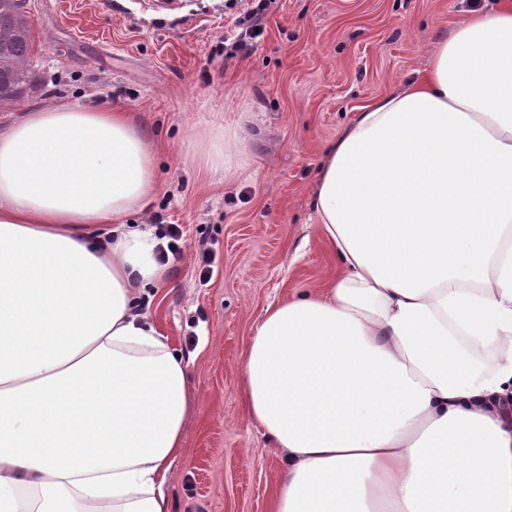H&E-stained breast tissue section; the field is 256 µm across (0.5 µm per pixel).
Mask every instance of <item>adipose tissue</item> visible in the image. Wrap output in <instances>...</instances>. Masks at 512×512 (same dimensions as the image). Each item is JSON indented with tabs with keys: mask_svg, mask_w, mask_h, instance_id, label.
Instances as JSON below:
<instances>
[{
	"mask_svg": "<svg viewBox=\"0 0 512 512\" xmlns=\"http://www.w3.org/2000/svg\"><path fill=\"white\" fill-rule=\"evenodd\" d=\"M244 141L193 154L230 180ZM155 189L127 110L0 131V512H171L195 396L140 299L167 280L130 220ZM312 206L337 273L268 306L243 366L273 512H512V0L356 113Z\"/></svg>",
	"mask_w": 512,
	"mask_h": 512,
	"instance_id": "ef3b65f1",
	"label": "adipose tissue"
}]
</instances>
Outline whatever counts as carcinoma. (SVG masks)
Listing matches in <instances>:
<instances>
[{
    "label": "carcinoma",
    "instance_id": "1",
    "mask_svg": "<svg viewBox=\"0 0 512 512\" xmlns=\"http://www.w3.org/2000/svg\"><path fill=\"white\" fill-rule=\"evenodd\" d=\"M13 0H0V101L18 98L34 70L30 17L13 13Z\"/></svg>",
    "mask_w": 512,
    "mask_h": 512
}]
</instances>
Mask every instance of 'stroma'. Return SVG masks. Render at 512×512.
<instances>
[{
	"label": "stroma",
	"mask_w": 512,
	"mask_h": 512,
	"mask_svg": "<svg viewBox=\"0 0 512 512\" xmlns=\"http://www.w3.org/2000/svg\"><path fill=\"white\" fill-rule=\"evenodd\" d=\"M476 4L497 0H269L243 52L239 0H31L34 81L0 104V128L60 101L130 110L158 184L135 220L183 229L167 283L148 291L195 391L171 512H271L281 453L247 413L243 364L269 304L336 272L311 210L323 153ZM220 121L248 134L228 182L185 159L192 134Z\"/></svg>",
	"instance_id": "stroma-1"
}]
</instances>
